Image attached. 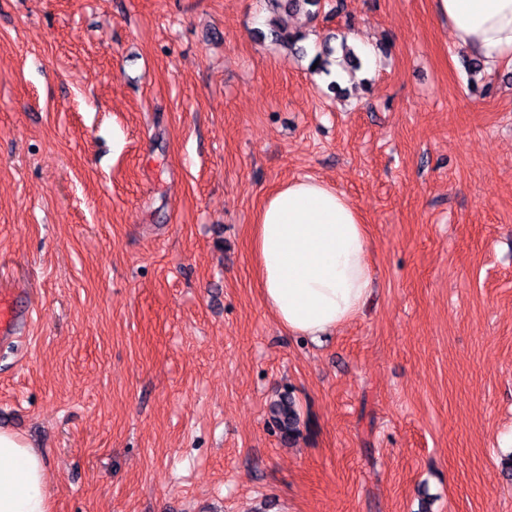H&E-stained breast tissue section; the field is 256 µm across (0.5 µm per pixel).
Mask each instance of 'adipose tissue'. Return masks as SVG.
<instances>
[{"label": "adipose tissue", "instance_id": "1", "mask_svg": "<svg viewBox=\"0 0 512 512\" xmlns=\"http://www.w3.org/2000/svg\"><path fill=\"white\" fill-rule=\"evenodd\" d=\"M454 47L487 69L512 63V0H434ZM266 306L289 332L318 339L355 318L372 294L369 244L358 211L332 185L311 177L271 192L253 229ZM0 512H50L43 455L0 430Z\"/></svg>", "mask_w": 512, "mask_h": 512}]
</instances>
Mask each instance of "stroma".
Returning <instances> with one entry per match:
<instances>
[{"instance_id":"obj_1","label":"stroma","mask_w":512,"mask_h":512,"mask_svg":"<svg viewBox=\"0 0 512 512\" xmlns=\"http://www.w3.org/2000/svg\"><path fill=\"white\" fill-rule=\"evenodd\" d=\"M0 0V430L50 512H512V66L475 78L433 0ZM369 43L347 94L325 37ZM310 176L363 217L373 295L321 342L252 255ZM292 392L300 435L268 422ZM27 321V311L16 302L11 292L0 290V343L8 342Z\"/></svg>"}]
</instances>
